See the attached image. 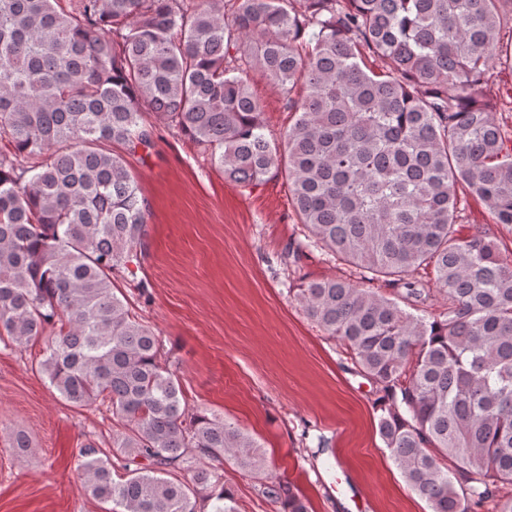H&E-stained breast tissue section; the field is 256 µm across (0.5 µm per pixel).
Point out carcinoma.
Wrapping results in <instances>:
<instances>
[{
    "label": "carcinoma",
    "mask_w": 512,
    "mask_h": 512,
    "mask_svg": "<svg viewBox=\"0 0 512 512\" xmlns=\"http://www.w3.org/2000/svg\"><path fill=\"white\" fill-rule=\"evenodd\" d=\"M510 21L512 0H0V343L44 341L51 388L127 423L119 478L82 448L86 494L199 512L203 493L211 512H236L224 460L266 465L224 418L187 412L159 337L118 296L114 275L137 279L146 253L126 159L155 146L146 107L239 186L283 175L311 243L355 268L293 298L376 385L378 431L410 489L431 512H512V261L489 233L456 229L464 195L512 225V136L488 85ZM251 70L295 116L281 145ZM262 493L308 512L287 482Z\"/></svg>",
    "instance_id": "obj_1"
}]
</instances>
